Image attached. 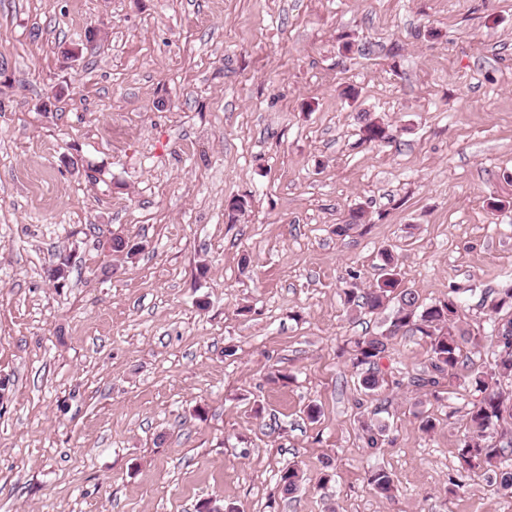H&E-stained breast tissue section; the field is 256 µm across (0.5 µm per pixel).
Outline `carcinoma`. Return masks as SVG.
Here are the masks:
<instances>
[{
    "instance_id": "cac0c4a2",
    "label": "carcinoma",
    "mask_w": 512,
    "mask_h": 512,
    "mask_svg": "<svg viewBox=\"0 0 512 512\" xmlns=\"http://www.w3.org/2000/svg\"><path fill=\"white\" fill-rule=\"evenodd\" d=\"M383 262L382 276L373 288L361 296L353 289L346 292L347 304L371 313L386 308L391 302L396 303L385 331L354 340L352 365L358 371L360 391L371 396L381 388L383 378L379 375L377 360L388 349L391 338L408 332L420 334L429 345L431 357L427 376L418 379L416 386L436 389L446 379H461L480 394V399L468 412L474 435L463 440L459 455L468 470L486 476L487 482L497 483L501 490L512 494V447L494 441L497 427L512 424V402H506L498 388V378L512 376V330L497 333L502 350L491 370L474 368L466 374L459 373L464 365V348L468 344L478 347L481 337L459 325L458 301L450 296L429 304L419 302L411 289L402 287L400 271L391 253L383 254ZM506 309L512 310V283L499 289L490 304L491 313L495 315ZM384 431L383 425H365L367 446L379 447ZM370 483L381 497L391 496L394 490L393 480L384 470L372 474ZM280 485L284 494L295 493L300 486L299 471L294 467L282 470Z\"/></svg>"
}]
</instances>
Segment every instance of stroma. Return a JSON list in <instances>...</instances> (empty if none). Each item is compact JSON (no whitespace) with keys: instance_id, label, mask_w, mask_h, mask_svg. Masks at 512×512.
<instances>
[{"instance_id":"stroma-1","label":"stroma","mask_w":512,"mask_h":512,"mask_svg":"<svg viewBox=\"0 0 512 512\" xmlns=\"http://www.w3.org/2000/svg\"><path fill=\"white\" fill-rule=\"evenodd\" d=\"M387 250L493 367L512 0H0V512H512L459 456L477 393L411 386L420 335L359 389L385 316L344 291Z\"/></svg>"}]
</instances>
